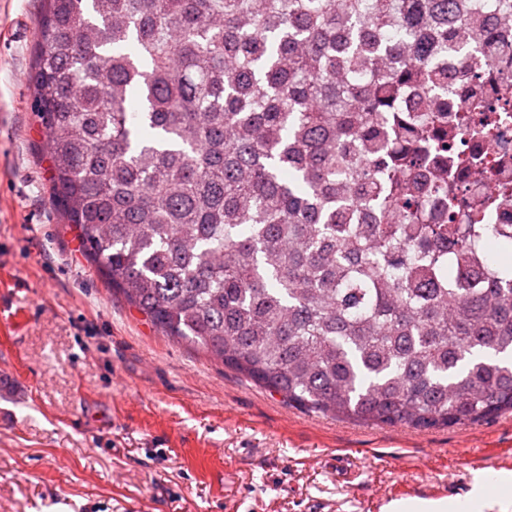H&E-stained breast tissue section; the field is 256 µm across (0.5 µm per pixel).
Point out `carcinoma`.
Listing matches in <instances>:
<instances>
[{
	"label": "carcinoma",
	"instance_id": "obj_1",
	"mask_svg": "<svg viewBox=\"0 0 512 512\" xmlns=\"http://www.w3.org/2000/svg\"><path fill=\"white\" fill-rule=\"evenodd\" d=\"M31 85L54 200L112 291L307 411L433 429L512 412V224H433L448 56L512 0H45Z\"/></svg>",
	"mask_w": 512,
	"mask_h": 512
}]
</instances>
